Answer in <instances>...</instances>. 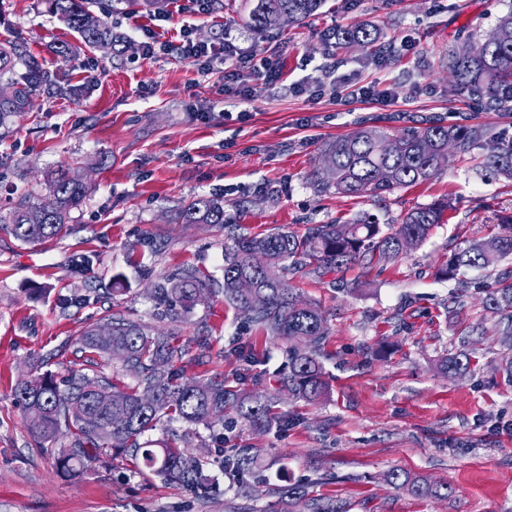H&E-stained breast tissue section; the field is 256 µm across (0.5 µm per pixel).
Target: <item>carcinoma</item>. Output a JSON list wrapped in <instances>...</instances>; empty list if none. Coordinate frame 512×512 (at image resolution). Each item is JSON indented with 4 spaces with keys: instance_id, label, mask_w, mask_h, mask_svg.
<instances>
[{
    "instance_id": "1",
    "label": "carcinoma",
    "mask_w": 512,
    "mask_h": 512,
    "mask_svg": "<svg viewBox=\"0 0 512 512\" xmlns=\"http://www.w3.org/2000/svg\"><path fill=\"white\" fill-rule=\"evenodd\" d=\"M60 16L89 47L110 50L119 42L112 26L92 10V0H50ZM325 0H256L248 26L262 34L280 26L286 13L299 24L314 16ZM494 32L498 40L472 42L448 59L454 91L484 102L487 110L512 112V11L499 18ZM344 44L372 47L377 33L354 25L336 33ZM48 81L38 60L25 43H0V121L28 109L32 98ZM397 139L393 152H385L388 140ZM477 146L485 149L483 164L512 178V139L506 140L483 126L408 127L390 136L378 128H365L324 144V165L319 183L344 196L382 197L397 189L423 184L448 164V148L466 155ZM89 191L88 185L63 170L56 174L48 193L31 201L23 198L9 210L0 211V224L23 243L44 241L69 231L71 212ZM448 201L436 200L417 206L391 224H379L368 214H359L346 224H312L302 235L278 230L263 236L238 238L224 250V280L219 284L200 270L185 267L174 277L153 283L151 296L162 315L177 320L190 313L207 294L221 290L224 299L267 335L288 341V372L276 392L264 398L224 385L219 379L200 382L185 378L172 368L182 356L169 336L123 318L109 315L81 332L82 349L104 360H118L136 384L124 389L98 376L72 373L58 380L43 375L23 383L17 397L24 406L31 433L41 442H52L62 430L75 436L74 446L59 451L60 472L75 477L104 457L141 455L144 466L165 479L203 497L208 484L202 460L169 442L149 448L141 442L165 415L188 426L211 427L235 413L251 428L268 431L288 423L273 411L278 393L317 402L327 392L319 361L321 346L328 335L326 319L317 303L303 298L283 278L307 266L321 271L338 270L354 264L371 263L374 258L395 259L418 247L433 226L442 223ZM184 224H222L224 206L215 198L202 197L185 206L180 214ZM502 233L487 241H473L455 251L442 274L455 278L463 269L483 268L512 258V216L505 217ZM263 252L267 265L257 270L251 256ZM249 278L255 288L247 293L239 281ZM484 307L498 316V342L512 350V272L487 293ZM104 325L109 337L98 335ZM471 363L469 341L461 339L459 350L440 361L445 374L462 375ZM217 456L222 458L224 476L239 481L257 465L259 450L249 446L225 452L224 438L213 437ZM388 481L416 496L439 495L440 489L420 476L392 471ZM280 512H292L294 502L304 498L301 485L279 491Z\"/></svg>"
}]
</instances>
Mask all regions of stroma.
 Masks as SVG:
<instances>
[{
    "instance_id": "35a3bbf8",
    "label": "stroma",
    "mask_w": 512,
    "mask_h": 512,
    "mask_svg": "<svg viewBox=\"0 0 512 512\" xmlns=\"http://www.w3.org/2000/svg\"><path fill=\"white\" fill-rule=\"evenodd\" d=\"M223 2L187 19L174 0L133 14L112 0L104 18L125 49L110 54L83 45L48 0H0V41L22 40L57 86L71 89L61 96L47 87L0 125V209L25 192L43 196L62 168L91 186L63 237L25 244L0 229V512H275L285 480L347 512H512V386L500 370L512 350L497 343V318L483 307L512 260L460 280L437 273L454 250L490 238L512 216V179L485 168L477 149L451 155L427 183L383 198H351L316 183L324 143L366 126L393 134L433 121L481 124L512 137V112H489L457 94L448 70L450 51L487 38L512 0H327L320 15L265 34L247 25L253 0ZM186 21L198 42L228 37L238 51L279 60L282 81L246 105V120L224 116L223 65L203 73L174 53L143 56L146 32L175 44ZM358 24L376 29L395 54L379 65L372 50L327 37ZM53 41L75 46V56L52 54ZM371 83L389 99L343 91ZM198 197L223 200V223L178 221ZM444 197L451 207L443 223L407 254L290 275L326 318L329 393L315 404L281 397L275 410L288 425L280 430L197 426L189 449L204 462L209 500L129 456L63 476L55 452L72 448L71 435L50 451L31 434L16 396L22 383L73 370L128 383L118 361L91 357L78 344L81 331L109 312L172 336L185 377L273 391L286 341L247 323L219 293L184 318H157L154 281L187 266L223 279L224 248L238 236L301 234L362 213L387 224ZM465 334L476 360L465 375L447 376L439 361ZM242 348L247 357H239ZM216 435L228 449H259L261 464L242 485L225 478ZM392 470L450 493L414 496L387 481ZM246 484L259 485L261 495L243 492Z\"/></svg>"
}]
</instances>
